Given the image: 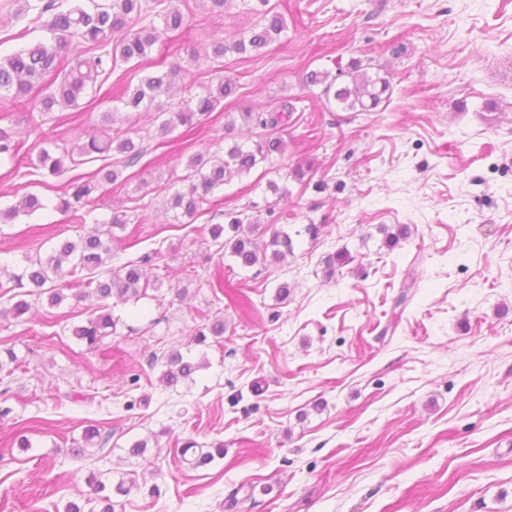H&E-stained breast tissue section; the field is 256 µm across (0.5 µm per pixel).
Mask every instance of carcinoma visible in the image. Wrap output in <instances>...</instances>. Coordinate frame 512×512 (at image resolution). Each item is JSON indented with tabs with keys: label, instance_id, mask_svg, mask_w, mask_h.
<instances>
[{
	"label": "carcinoma",
	"instance_id": "obj_1",
	"mask_svg": "<svg viewBox=\"0 0 512 512\" xmlns=\"http://www.w3.org/2000/svg\"><path fill=\"white\" fill-rule=\"evenodd\" d=\"M235 1L242 12L255 17L257 23L237 39L214 42L207 55L209 59L218 61L228 54L261 55L288 29L285 17L275 11L271 0H205L211 9L220 11ZM15 2L18 15L31 9L41 15L50 14L44 27L52 35V43H32L0 58V100L13 102L48 79L46 93L39 100V112L43 114L57 107L79 109L88 90L104 84L112 70L122 65L137 68L147 63L160 38L157 27L145 23L153 10L149 0H38L35 5L32 0ZM160 19L163 30L169 32L179 31L186 24V16L176 0L162 11ZM179 76L180 67L175 64L166 71L143 76L136 84L129 82L115 98L116 107L131 117L154 111L157 137L164 139L179 126L192 131L196 121L217 111L224 105V99L236 92V80L222 77L215 85L202 86L200 92L188 96L179 106H167L161 98L169 96ZM304 85L321 87V95L326 100L333 99L343 109L354 112H371L393 93L390 77L370 75L368 67L359 60L345 69H338L334 76L312 70L306 74ZM293 110L295 106L285 100L280 109L270 112L244 106L236 116L227 114L224 131L232 144L212 155H191L186 164L188 174L181 178L184 187L171 195L169 207L176 214L191 218L215 191L233 178L250 174L262 163L274 168V157L284 151V141L275 131L284 113ZM110 152L120 156L121 167L74 176L68 196L60 199L55 209L74 215L92 206L91 195L97 189L94 181L116 182L122 177L123 169L140 162L146 149L142 140L116 133L103 139L92 137L62 153L46 149L39 152L38 167L51 175L63 172L67 161L79 166L90 162L94 154ZM18 155V142L0 132V159L13 161ZM46 208V202L38 194L27 192L16 204L0 210V222ZM209 234L216 253L230 255L243 268L264 265L270 260L277 262L293 252V239L287 232H268L266 225L245 210L224 211V223L211 225ZM114 257L110 240L100 234H89L76 241H61L43 257L26 258L17 271L10 272L1 265L0 273L6 274L11 288H18L20 292L15 294L16 301L10 307L0 310V318L23 316L31 310L32 302L44 295L49 305L58 306L66 299L65 291L74 289L76 298L91 296L97 301L96 311L74 330V335L87 350L100 349L104 340L117 332L120 318L113 315L114 308L139 300L149 285L140 264L127 261L114 268ZM193 336L199 345L206 344L210 337L216 340L223 337L224 318L203 316ZM156 363L162 366L160 382L167 388L194 382L196 374L207 366L203 359L185 358L174 345L162 355L153 356L150 364ZM102 441L99 425L91 424L84 430L83 443L73 451L82 455L87 448L102 445ZM217 458H224L222 442L200 453L190 465L204 467ZM87 484L98 512H122L124 499L130 493L125 480L107 484L92 473ZM255 491L256 485L252 483L243 486L230 496L228 507L236 512L249 508L255 503Z\"/></svg>",
	"mask_w": 512,
	"mask_h": 512
}]
</instances>
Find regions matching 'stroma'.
I'll return each instance as SVG.
<instances>
[{
	"instance_id": "1",
	"label": "stroma",
	"mask_w": 512,
	"mask_h": 512,
	"mask_svg": "<svg viewBox=\"0 0 512 512\" xmlns=\"http://www.w3.org/2000/svg\"><path fill=\"white\" fill-rule=\"evenodd\" d=\"M187 2L189 26L161 34L147 67L117 68L90 106H0V130L24 140L26 155L0 163V209L27 192L50 204L0 226L1 264L86 234L116 207L128 216L112 241L121 260L157 250L166 268L156 297L116 309L136 334L119 330L93 353L72 331L94 299L43 301L0 320V344L25 361L0 379L13 409L0 419V512L85 503L92 471L131 484L125 512H228L229 494L256 481L268 492L252 512H512V0H276L281 40L219 65L206 57L212 42L249 30L253 17ZM15 10L0 0L1 57L47 37L37 11ZM355 59L393 79L374 111L305 87L307 72ZM174 63L181 85L221 70L240 90L190 140L177 130L158 145L153 113L138 114L140 164L99 186L84 221L56 211L70 177L40 179L31 158L46 143L68 149L126 126L114 84ZM285 99L296 110L279 130L278 172L257 168L194 221L175 219L166 201L191 154L223 150L225 113ZM228 204L257 205L263 224L293 234V254L253 268L214 255L208 228ZM285 211L294 220L282 221ZM389 232L400 233L396 246ZM340 250L348 262L325 278V257ZM411 273L418 286L396 306ZM205 314L223 317L221 343L194 342ZM166 335L209 360L195 383L161 387L148 360ZM96 420L109 443L74 456ZM21 435L30 448L18 447ZM141 439L144 456H129ZM188 440L223 442L224 456L192 468L179 449Z\"/></svg>"
}]
</instances>
